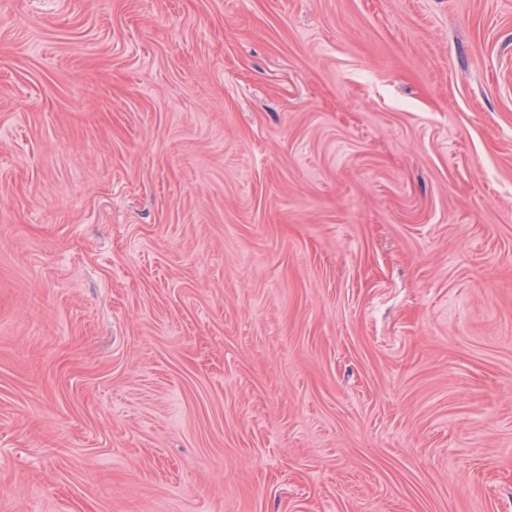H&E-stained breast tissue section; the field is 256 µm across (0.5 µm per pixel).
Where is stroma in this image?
<instances>
[{"label":"stroma","mask_w":512,"mask_h":512,"mask_svg":"<svg viewBox=\"0 0 512 512\" xmlns=\"http://www.w3.org/2000/svg\"><path fill=\"white\" fill-rule=\"evenodd\" d=\"M0 512H512V0H0Z\"/></svg>","instance_id":"stroma-1"}]
</instances>
